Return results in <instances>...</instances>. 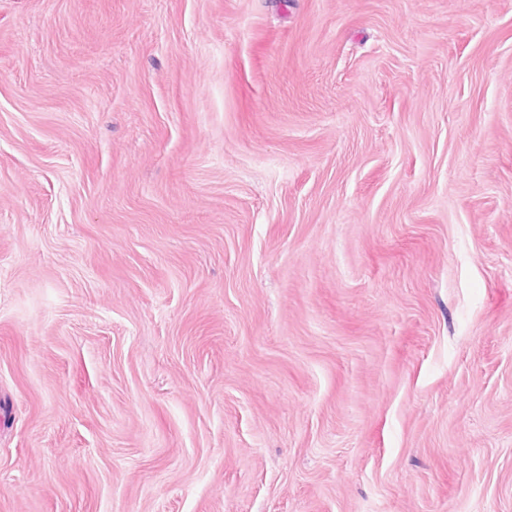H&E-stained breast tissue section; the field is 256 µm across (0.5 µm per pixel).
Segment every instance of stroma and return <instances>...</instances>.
Segmentation results:
<instances>
[{"instance_id":"1","label":"stroma","mask_w":512,"mask_h":512,"mask_svg":"<svg viewBox=\"0 0 512 512\" xmlns=\"http://www.w3.org/2000/svg\"><path fill=\"white\" fill-rule=\"evenodd\" d=\"M0 512H512V0H0Z\"/></svg>"}]
</instances>
